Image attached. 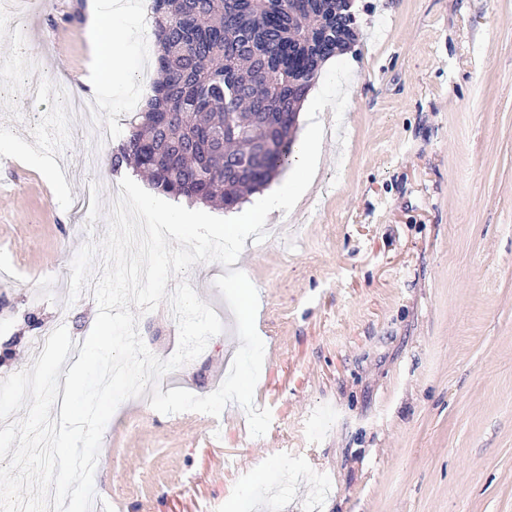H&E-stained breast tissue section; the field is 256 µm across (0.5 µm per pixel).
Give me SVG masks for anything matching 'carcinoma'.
<instances>
[{"mask_svg":"<svg viewBox=\"0 0 512 512\" xmlns=\"http://www.w3.org/2000/svg\"><path fill=\"white\" fill-rule=\"evenodd\" d=\"M349 0H153V95L128 120L112 165L174 199L234 209L289 165L293 125ZM247 141L224 136V125Z\"/></svg>","mask_w":512,"mask_h":512,"instance_id":"1","label":"carcinoma"}]
</instances>
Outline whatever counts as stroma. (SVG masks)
<instances>
[{
	"label": "stroma",
	"mask_w": 512,
	"mask_h": 512,
	"mask_svg": "<svg viewBox=\"0 0 512 512\" xmlns=\"http://www.w3.org/2000/svg\"><path fill=\"white\" fill-rule=\"evenodd\" d=\"M86 0H0V379L38 336L91 332L92 291L68 303L71 263L104 236L128 169L112 155L154 79L150 13L131 12L128 87L79 89ZM342 120L322 112V161L293 212L246 240L265 356L256 407L163 415L123 402L94 490L117 512H512V0H354ZM96 107L102 139L53 94ZM99 163L90 167L88 155ZM67 204H60L59 194ZM187 272L223 330L162 391L214 392L240 345L215 280ZM171 357L167 304L139 315Z\"/></svg>",
	"instance_id": "obj_1"
}]
</instances>
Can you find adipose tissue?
Listing matches in <instances>:
<instances>
[{"label": "adipose tissue", "instance_id": "1", "mask_svg": "<svg viewBox=\"0 0 512 512\" xmlns=\"http://www.w3.org/2000/svg\"><path fill=\"white\" fill-rule=\"evenodd\" d=\"M86 30L90 65L83 85L94 89L128 83L131 70L125 47L132 31L116 0H88Z\"/></svg>", "mask_w": 512, "mask_h": 512}]
</instances>
